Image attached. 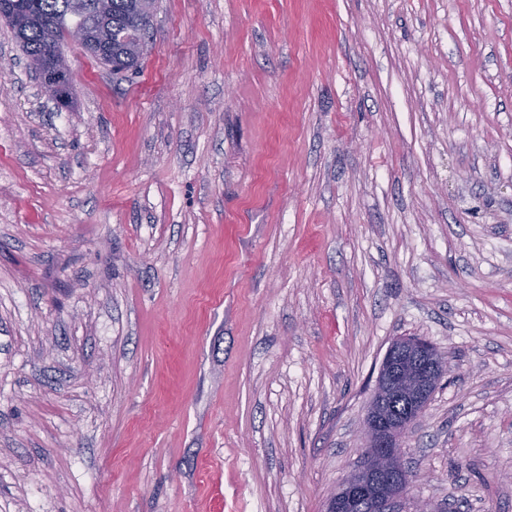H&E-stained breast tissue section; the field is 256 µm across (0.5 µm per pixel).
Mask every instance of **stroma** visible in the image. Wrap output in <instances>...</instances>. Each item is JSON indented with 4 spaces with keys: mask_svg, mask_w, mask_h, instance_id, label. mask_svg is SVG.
<instances>
[{
    "mask_svg": "<svg viewBox=\"0 0 512 512\" xmlns=\"http://www.w3.org/2000/svg\"><path fill=\"white\" fill-rule=\"evenodd\" d=\"M0 20V512H325L393 340L410 495L512 512V0H157L138 70Z\"/></svg>",
    "mask_w": 512,
    "mask_h": 512,
    "instance_id": "1",
    "label": "stroma"
}]
</instances>
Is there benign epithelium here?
Here are the masks:
<instances>
[{
	"label": "benign epithelium",
	"mask_w": 512,
	"mask_h": 512,
	"mask_svg": "<svg viewBox=\"0 0 512 512\" xmlns=\"http://www.w3.org/2000/svg\"><path fill=\"white\" fill-rule=\"evenodd\" d=\"M0 19L20 30L32 17L6 7L0 0ZM61 41L35 62L34 73L45 92L71 85V66L60 63ZM447 370V359L427 340L401 337L393 341L382 361L371 401L363 420L369 451L360 467L340 482L327 512H350L367 502L374 512H432L428 504L409 497L411 475L403 466L409 429L423 416L429 398ZM398 398L405 412L394 411Z\"/></svg>",
	"instance_id": "7a95c632"
}]
</instances>
